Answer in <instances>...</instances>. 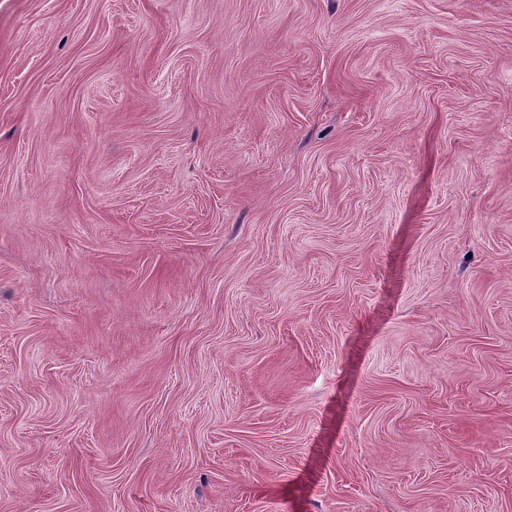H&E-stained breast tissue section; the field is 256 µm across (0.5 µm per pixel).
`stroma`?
<instances>
[{
    "label": "stroma",
    "instance_id": "1",
    "mask_svg": "<svg viewBox=\"0 0 512 512\" xmlns=\"http://www.w3.org/2000/svg\"><path fill=\"white\" fill-rule=\"evenodd\" d=\"M0 512H512V0H0Z\"/></svg>",
    "mask_w": 512,
    "mask_h": 512
}]
</instances>
